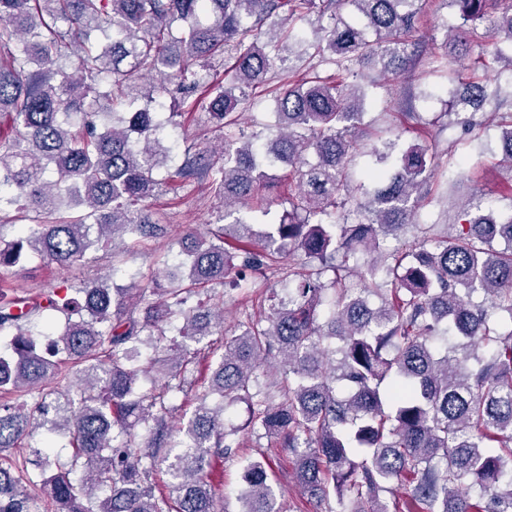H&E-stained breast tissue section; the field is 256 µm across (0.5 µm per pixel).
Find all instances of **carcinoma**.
I'll list each match as a JSON object with an SVG mask.
<instances>
[{
	"label": "carcinoma",
	"instance_id": "1",
	"mask_svg": "<svg viewBox=\"0 0 512 512\" xmlns=\"http://www.w3.org/2000/svg\"><path fill=\"white\" fill-rule=\"evenodd\" d=\"M359 16L339 15L344 2ZM438 0L458 13L453 54L474 37L512 70V3ZM423 0H0V212L14 208L16 234L0 224V270L31 257L73 266L98 250L167 234L147 201L169 168L165 123L131 96H180L178 110L205 109L224 130L221 148L185 150L173 176L205 179L224 207L221 222L191 236L185 277L163 272L150 285L80 283L72 297L50 289L8 296L0 280V512H32L35 490L55 512H215L207 469L261 433L292 455L308 503L327 512H512V214L493 217L479 197L461 211L452 240L418 220L430 179L416 143L392 171H370L368 201L351 218L349 163L363 130L364 91L353 66L387 79L405 71ZM311 13L331 23L307 36L293 23ZM484 25L483 33H477ZM374 38H369V35ZM317 61L313 76L276 90L274 122L246 133L241 105L266 89L282 53ZM220 56L224 78L198 69ZM489 84L466 83L450 106L470 129ZM502 161L512 165V113L500 116ZM315 157V163L308 161ZM284 164L296 175L288 210L262 232L241 210ZM342 216L336 221V216ZM413 239L391 252L380 239L406 227ZM372 252L368 279L347 284L350 258ZM282 296L245 329L209 348L206 382L194 366L206 337L224 331L222 286L265 276L285 254ZM484 300L475 303V293ZM381 305L371 307L369 297ZM65 315L55 337L36 320ZM34 394L39 418L11 395ZM194 408L175 425L178 395ZM248 416L226 426L224 409ZM43 430L67 433L72 453L49 459ZM35 466L37 479L15 474ZM165 466L168 482L156 478ZM269 459L242 470L238 512H277ZM413 476L405 500L381 493Z\"/></svg>",
	"mask_w": 512,
	"mask_h": 512
}]
</instances>
